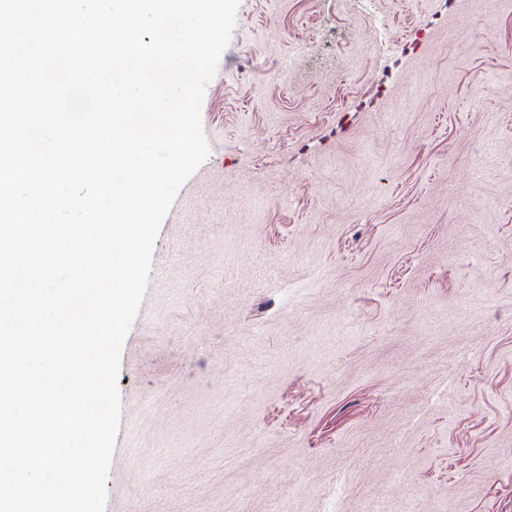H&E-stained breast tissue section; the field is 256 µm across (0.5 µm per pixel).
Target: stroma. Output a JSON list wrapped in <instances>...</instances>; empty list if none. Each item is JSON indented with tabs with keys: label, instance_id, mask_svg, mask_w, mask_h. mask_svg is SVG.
<instances>
[{
	"label": "stroma",
	"instance_id": "stroma-1",
	"mask_svg": "<svg viewBox=\"0 0 512 512\" xmlns=\"http://www.w3.org/2000/svg\"><path fill=\"white\" fill-rule=\"evenodd\" d=\"M201 120L106 512H512V0H241Z\"/></svg>",
	"mask_w": 512,
	"mask_h": 512
}]
</instances>
